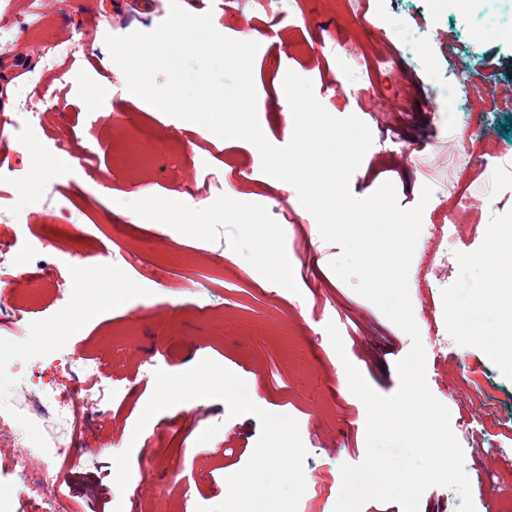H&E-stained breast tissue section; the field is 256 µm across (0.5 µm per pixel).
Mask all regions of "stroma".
Instances as JSON below:
<instances>
[{"mask_svg": "<svg viewBox=\"0 0 512 512\" xmlns=\"http://www.w3.org/2000/svg\"><path fill=\"white\" fill-rule=\"evenodd\" d=\"M191 14L212 13L217 31L257 42L253 65L257 114L274 145H286L293 116L280 93L287 72L309 79L333 116H357L373 144L352 175L354 197L392 182L401 207L433 194L409 269V293L425 349L426 380L450 412L463 453L475 512H512V274L500 232L512 228V99L465 96L456 115L436 111L446 73L481 82L512 76V39L481 33L488 0L468 10L444 0H180ZM170 0H0V134L6 154L24 160L25 193L14 200L30 226L0 214V238L41 241L56 266L53 279L28 278L16 295L37 292L31 329L15 335L26 354L0 356V408L31 368L65 355L70 365L98 359L101 408L94 447L79 452L61 489L75 512H196L222 503L226 479L249 461L261 431L252 414L228 417L226 405L195 399L159 412L146 433L134 429L155 389L156 371L186 372L210 359L241 377L261 409L294 418L307 450L298 512H333L340 467L366 456V409L349 389L353 364L379 394L399 387L397 363L410 337L330 268L341 253L325 242L314 216L289 183L266 176L258 149L205 127L153 112L127 96L106 35L155 29ZM365 16L364 34L353 20ZM39 38L19 39L21 22ZM359 38V54L341 47ZM416 39L412 54L403 44ZM73 45L76 79L62 81L43 55ZM391 59L392 68L379 66ZM37 73L54 102L33 101L41 123L21 134L18 87ZM347 84L336 92V83ZM468 136V147L451 145ZM45 155L63 166L42 164ZM47 194L68 216L37 212ZM474 209L451 246L463 259L444 281L432 272L459 195ZM154 223H144V213ZM142 261L129 265L125 251ZM111 263L125 295L105 304L109 282L74 276L78 266ZM334 324L344 350L326 331ZM54 337L43 347L40 337ZM481 371L491 393L480 405L461 377ZM131 450L130 479L141 493L119 489L113 458Z\"/></svg>", "mask_w": 512, "mask_h": 512, "instance_id": "stroma-1", "label": "stroma"}]
</instances>
